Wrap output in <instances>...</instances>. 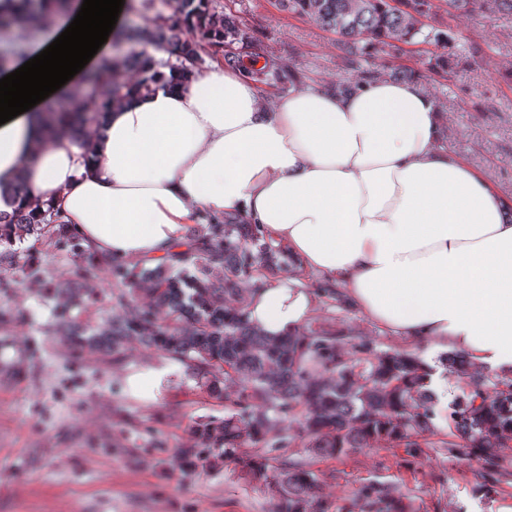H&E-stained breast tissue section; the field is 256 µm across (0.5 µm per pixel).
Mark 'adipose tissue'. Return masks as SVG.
<instances>
[{
	"label": "adipose tissue",
	"instance_id": "ef3b65f1",
	"mask_svg": "<svg viewBox=\"0 0 512 512\" xmlns=\"http://www.w3.org/2000/svg\"><path fill=\"white\" fill-rule=\"evenodd\" d=\"M444 115L417 81L268 97L212 64L111 105L92 156L31 112L0 125L8 206L57 213L91 248L153 262L201 214L261 225L300 270L339 285L369 321L512 374V222L500 192L441 144ZM311 290L262 286L248 316L276 339L312 315Z\"/></svg>",
	"mask_w": 512,
	"mask_h": 512
}]
</instances>
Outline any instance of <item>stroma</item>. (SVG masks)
Wrapping results in <instances>:
<instances>
[{
	"mask_svg": "<svg viewBox=\"0 0 512 512\" xmlns=\"http://www.w3.org/2000/svg\"><path fill=\"white\" fill-rule=\"evenodd\" d=\"M245 34L234 45L242 57L261 56L278 74L262 83L267 96L307 85L335 86L361 72H395L420 80L446 116L441 144L481 172L512 203V14L449 15L446 0H431L428 27L453 35L451 70L430 69L433 44H397L351 63L339 37L308 17L283 10L277 0H213ZM0 512H279L264 493L213 448L196 449L199 468L179 469V457L198 423L222 422L238 382L214 398L198 384L194 362L136 343L120 352L80 356L58 330L60 318L96 328L130 314L139 299L116 275L129 260L86 246L67 224L0 241ZM293 283L311 289L314 315L350 331L353 342L379 351L405 344L371 324L336 284L316 274L242 276L239 288ZM85 290L75 307L67 284ZM155 367L165 374L154 398L125 391L129 374ZM446 432L427 447L361 448L318 457L303 438L286 453L311 470L331 508L358 512L365 486H387L414 512H498L512 498V448L498 465L446 446Z\"/></svg>",
	"mask_w": 512,
	"mask_h": 512,
	"instance_id": "stroma-1",
	"label": "stroma"
}]
</instances>
